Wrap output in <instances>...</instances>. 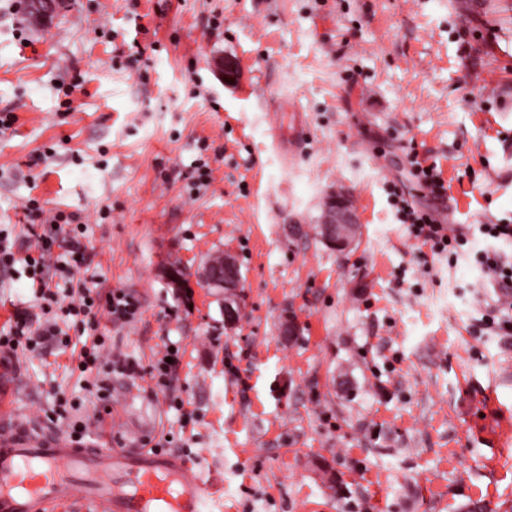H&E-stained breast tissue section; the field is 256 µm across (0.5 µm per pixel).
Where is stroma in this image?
<instances>
[{
    "label": "stroma",
    "mask_w": 512,
    "mask_h": 512,
    "mask_svg": "<svg viewBox=\"0 0 512 512\" xmlns=\"http://www.w3.org/2000/svg\"><path fill=\"white\" fill-rule=\"evenodd\" d=\"M15 3L0 0V113L16 117L0 235L34 252L32 199L76 216L79 279L142 303L123 326L57 317L71 344L18 355L19 413L48 429L67 405L91 445L171 437L221 512H512V338L482 321L512 296L481 265L512 262V244L478 230L512 223V0H67L44 27ZM283 102L280 129L299 132L286 159L269 121ZM390 181L466 244L420 249ZM336 190L361 217L344 253L315 233ZM224 252L244 282L230 335L196 276ZM168 263L188 271L186 298ZM18 310L38 314L33 282L0 272V327ZM96 336L140 376L81 370ZM168 345L170 391L148 374ZM412 170L411 173L423 186V188L430 189L437 195H442L444 192L443 182L440 175L437 173L434 165H424V161L418 160V155L415 153L412 156Z\"/></svg>",
    "instance_id": "obj_1"
}]
</instances>
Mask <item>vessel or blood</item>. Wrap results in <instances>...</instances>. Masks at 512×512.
<instances>
[{
  "mask_svg": "<svg viewBox=\"0 0 512 512\" xmlns=\"http://www.w3.org/2000/svg\"><path fill=\"white\" fill-rule=\"evenodd\" d=\"M17 375L0 352V512H213L201 472L180 454L82 446L22 420Z\"/></svg>",
  "mask_w": 512,
  "mask_h": 512,
  "instance_id": "b4317fda",
  "label": "vessel or blood"
}]
</instances>
